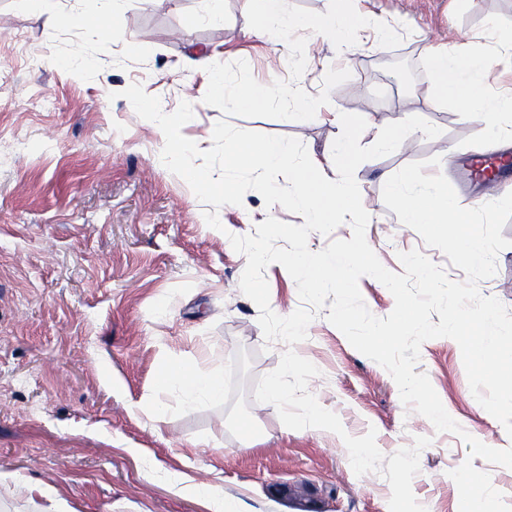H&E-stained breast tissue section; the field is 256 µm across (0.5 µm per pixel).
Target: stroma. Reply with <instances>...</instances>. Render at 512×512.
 Listing matches in <instances>:
<instances>
[{
	"label": "stroma",
	"mask_w": 512,
	"mask_h": 512,
	"mask_svg": "<svg viewBox=\"0 0 512 512\" xmlns=\"http://www.w3.org/2000/svg\"><path fill=\"white\" fill-rule=\"evenodd\" d=\"M339 8L353 19L349 50L316 28ZM285 10L303 25L282 39L261 30L248 0H120L104 32L0 0V472L28 484L1 485L0 512H41L46 488L68 512H222L228 503L238 512H389L388 480L356 475L343 436L287 428L273 405L254 399L290 347L266 341L239 286L247 259L229 237L270 216L293 225L303 217L266 207L251 190L242 205L218 209L221 229L208 226V205L163 165L156 123L122 92L140 84L167 113L190 103L182 133L200 149L225 120L296 138L325 163L341 133L334 113L364 117V147L389 123L424 118L440 136L414 132L408 149L356 170L366 240L392 272L403 270L399 253L418 249L462 282V270L386 208L382 190L424 161L462 207L507 193L500 183L463 187L458 168L512 131V113L482 131L436 97L433 59L470 35L471 51L494 64L483 94L512 86V0H286ZM216 72L222 99L208 92ZM255 85L270 93L260 108L240 101ZM387 88L394 97H383ZM298 96L315 110L302 126L288 120ZM434 156L439 166L429 165ZM264 276L277 315L302 307L283 266ZM291 348L318 368L308 389L346 434L375 430L387 457L429 438L412 480L427 512H459L450 472L468 459L512 505V469L470 459L458 436L406 407L388 371L325 311ZM187 360L223 381L221 397L190 404L177 388H158L163 362ZM416 370L468 434L512 447L473 396L456 341H425ZM248 416L259 439L252 448L238 431Z\"/></svg>",
	"instance_id": "stroma-1"
}]
</instances>
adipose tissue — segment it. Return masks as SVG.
<instances>
[{
  "label": "adipose tissue",
  "mask_w": 512,
  "mask_h": 512,
  "mask_svg": "<svg viewBox=\"0 0 512 512\" xmlns=\"http://www.w3.org/2000/svg\"><path fill=\"white\" fill-rule=\"evenodd\" d=\"M491 66L489 58L473 54L464 41L451 50L437 53L434 71L439 98L467 113L473 121L491 125L495 115L512 112V92L491 99L479 91ZM158 384L163 388L179 385L191 399L216 398L222 393L221 383L200 372L190 361L164 364L159 371Z\"/></svg>",
  "instance_id": "obj_1"
}]
</instances>
